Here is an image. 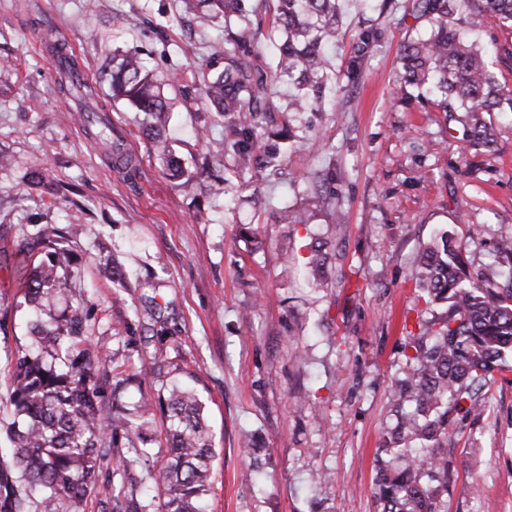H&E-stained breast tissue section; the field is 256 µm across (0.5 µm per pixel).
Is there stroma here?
<instances>
[{"label":"stroma","instance_id":"obj_1","mask_svg":"<svg viewBox=\"0 0 512 512\" xmlns=\"http://www.w3.org/2000/svg\"><path fill=\"white\" fill-rule=\"evenodd\" d=\"M341 6L325 111H289L278 86L277 120L298 135L284 166L240 172L227 156L217 181L201 168L225 120L201 88L224 67L223 18L202 19L198 0H0L1 444L11 360L29 343L15 252L40 230L79 224L81 285L65 300L85 307L103 347L104 389L133 373L122 406L156 398L161 380L139 369L161 350L199 378L215 452L208 512H380L373 487L397 422L394 385L442 313L422 298L418 258L445 229L479 272L512 234V113L489 116L494 151L469 146L460 123L397 77L401 47L429 30L412 0ZM456 22L496 44L490 62L512 92V22L489 13ZM50 31L67 38L137 159L136 183L61 91L56 50L40 45ZM366 32L372 49L351 82L346 66ZM127 53L171 109L166 136L183 178L167 177L140 115L113 101L102 77ZM37 171L43 182H32ZM313 172L334 201L307 183ZM298 208L311 223H280ZM319 242L329 276L320 287L306 265ZM164 325L174 338L159 340ZM484 393L488 415L448 430L447 512H512V359Z\"/></svg>","mask_w":512,"mask_h":512}]
</instances>
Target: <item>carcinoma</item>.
I'll return each mask as SVG.
<instances>
[{
    "instance_id": "cac0c4a2",
    "label": "carcinoma",
    "mask_w": 512,
    "mask_h": 512,
    "mask_svg": "<svg viewBox=\"0 0 512 512\" xmlns=\"http://www.w3.org/2000/svg\"><path fill=\"white\" fill-rule=\"evenodd\" d=\"M204 7L224 16L226 41L224 69L204 80V94L216 111L228 119V132L217 142L213 157L234 159L240 170L280 165L275 143L260 157L252 141L264 129L262 112H275L272 88L283 80L296 93L292 111L305 112L322 105L329 83L325 46L334 41L339 0H276L274 23L281 33L275 66L258 62L251 16L268 0H201ZM413 9L429 17V37L404 44L399 53L398 77L440 97L443 111L465 113L464 139L486 148L495 143L493 128L484 120L489 112H512V97L488 66L485 54L458 27L453 16L462 11L491 12L512 21V0H415ZM61 88L79 99H91L88 85L73 79L72 58H59ZM112 97L124 100L146 116L154 150L166 154L165 128L169 107L152 75L136 58L112 59L108 73ZM96 136L107 140L110 159L129 179L138 165L126 151L124 140L112 138V127L98 117ZM80 225L69 224L27 238L16 251V272L24 300L33 310L28 321L31 343L14 358L12 390L6 401L13 421L6 435L9 453H0V512H84V504L103 464L112 456L116 431L134 434L138 456L150 453L141 406L139 421L112 407L99 386L100 346L88 334L84 309L53 312L67 293L74 276L64 264L67 245L77 242ZM496 253L507 260L473 276L451 235L444 232L422 254L417 271L426 303L446 304L445 315L434 324L430 342L414 346L407 356L412 378L404 381L398 401L414 406L390 434L397 457L408 456L403 466H382L376 496L383 512H445L438 491L448 484V460L441 457L448 441L450 415L461 411L478 422L486 412L482 391L493 372L502 369L512 353V236L497 243ZM180 370L166 355L154 357L146 372L161 378ZM157 403L166 426V455L159 468L135 476L132 462L120 461L127 483L112 490L115 512H149L139 499L145 481L167 490L164 512H204L213 448L204 404L192 388L176 383Z\"/></svg>"
}]
</instances>
